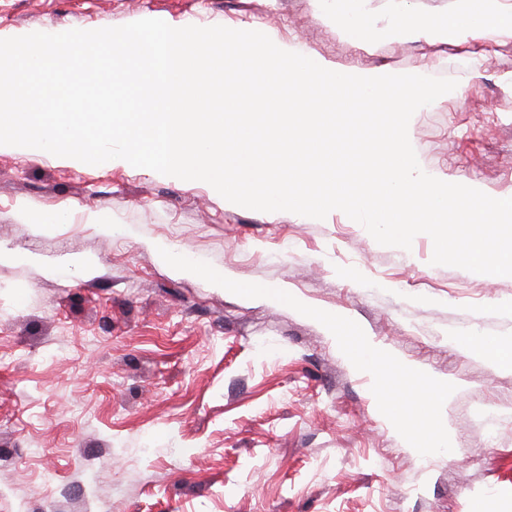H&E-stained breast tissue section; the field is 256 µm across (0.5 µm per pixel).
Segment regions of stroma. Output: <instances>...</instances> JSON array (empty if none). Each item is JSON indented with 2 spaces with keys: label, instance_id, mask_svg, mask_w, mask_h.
Here are the masks:
<instances>
[{
  "label": "stroma",
  "instance_id": "1",
  "mask_svg": "<svg viewBox=\"0 0 512 512\" xmlns=\"http://www.w3.org/2000/svg\"><path fill=\"white\" fill-rule=\"evenodd\" d=\"M458 0H364L380 42L351 41L327 0H0V38L141 19L257 30L342 71L457 80L409 123L422 168L512 197V51L387 36L394 12ZM237 281L279 284L453 382V449L406 447L372 378L292 308L169 267L159 248ZM433 241L378 244L225 202L208 183L127 161L0 145V512H512V276L432 264ZM476 340L480 341L481 344L475 345L472 344L469 340H465L456 342V345L461 351H477L483 354L488 359L494 361L507 362L510 365V354L505 356L499 349L497 343L492 338L484 337Z\"/></svg>",
  "mask_w": 512,
  "mask_h": 512
}]
</instances>
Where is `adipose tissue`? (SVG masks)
I'll return each mask as SVG.
<instances>
[{
    "label": "adipose tissue",
    "mask_w": 512,
    "mask_h": 512,
    "mask_svg": "<svg viewBox=\"0 0 512 512\" xmlns=\"http://www.w3.org/2000/svg\"><path fill=\"white\" fill-rule=\"evenodd\" d=\"M347 5L337 12L335 20L348 37L366 44H375L377 34L374 23L362 7V0H346ZM512 33V8L498 7L489 10H475L468 5L459 8L448 16L437 20L411 19L400 16L393 29V35L412 41L445 40L458 41L482 37L489 31Z\"/></svg>",
    "instance_id": "1"
}]
</instances>
